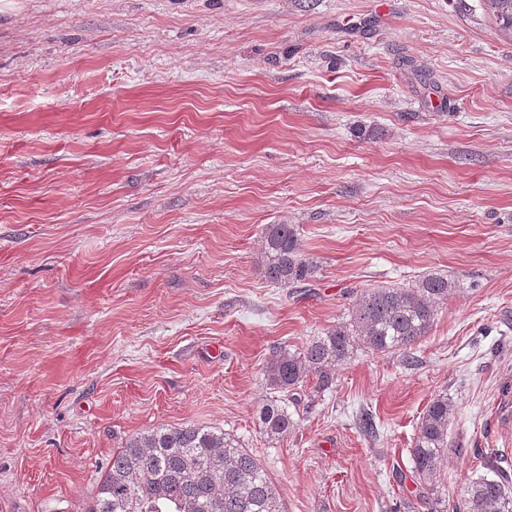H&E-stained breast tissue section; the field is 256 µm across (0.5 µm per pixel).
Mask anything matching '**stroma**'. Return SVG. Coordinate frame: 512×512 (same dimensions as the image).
I'll list each match as a JSON object with an SVG mask.
<instances>
[{"instance_id":"1","label":"stroma","mask_w":512,"mask_h":512,"mask_svg":"<svg viewBox=\"0 0 512 512\" xmlns=\"http://www.w3.org/2000/svg\"><path fill=\"white\" fill-rule=\"evenodd\" d=\"M295 225L315 273L256 261ZM457 292L261 433L264 369L357 294ZM448 393L443 512L512 450V41L457 0H0V512H89L132 435L249 448L285 512H426L409 449ZM376 437L363 436L360 413ZM297 234L292 224H268L263 230L258 270L265 280L281 288L306 285L315 272L301 253Z\"/></svg>"}]
</instances>
